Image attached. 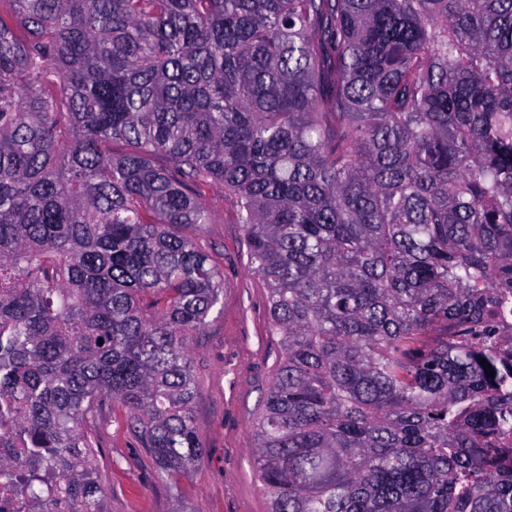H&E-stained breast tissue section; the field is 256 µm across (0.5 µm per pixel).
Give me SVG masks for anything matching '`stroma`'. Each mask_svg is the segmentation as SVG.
<instances>
[{"instance_id":"stroma-1","label":"stroma","mask_w":512,"mask_h":512,"mask_svg":"<svg viewBox=\"0 0 512 512\" xmlns=\"http://www.w3.org/2000/svg\"><path fill=\"white\" fill-rule=\"evenodd\" d=\"M212 223L201 244L224 271V298L190 340L198 382L193 416L204 454L192 478L158 479L151 459L111 419L98 423L102 446L95 468L105 487V512H267L252 453L251 422L280 353L267 332L265 291L247 265L242 225L223 189L212 187Z\"/></svg>"}]
</instances>
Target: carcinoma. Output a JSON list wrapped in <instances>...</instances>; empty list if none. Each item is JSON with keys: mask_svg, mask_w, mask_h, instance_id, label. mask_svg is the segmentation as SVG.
I'll list each match as a JSON object with an SVG mask.
<instances>
[{"mask_svg": "<svg viewBox=\"0 0 512 512\" xmlns=\"http://www.w3.org/2000/svg\"><path fill=\"white\" fill-rule=\"evenodd\" d=\"M212 185L281 345L268 512H512V0H0V448L37 512H104L103 416L200 465Z\"/></svg>", "mask_w": 512, "mask_h": 512, "instance_id": "carcinoma-1", "label": "carcinoma"}]
</instances>
